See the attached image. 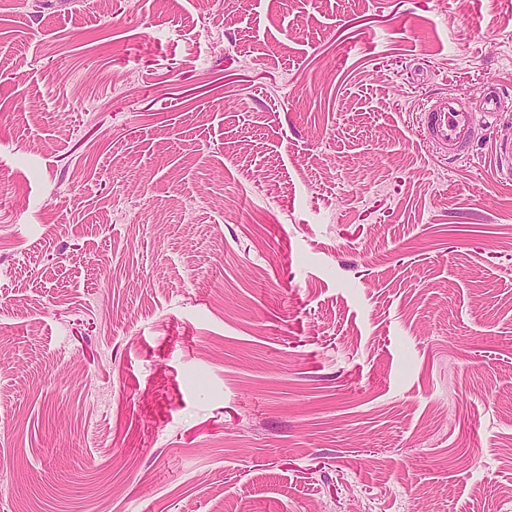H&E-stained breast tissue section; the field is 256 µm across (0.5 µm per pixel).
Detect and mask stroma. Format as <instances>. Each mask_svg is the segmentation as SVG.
I'll return each instance as SVG.
<instances>
[{
  "label": "stroma",
  "instance_id": "stroma-1",
  "mask_svg": "<svg viewBox=\"0 0 512 512\" xmlns=\"http://www.w3.org/2000/svg\"><path fill=\"white\" fill-rule=\"evenodd\" d=\"M492 90L512 0H0V512H512ZM469 105L462 98L430 99L421 109L425 138L446 150L454 161L469 158L471 127Z\"/></svg>",
  "mask_w": 512,
  "mask_h": 512
}]
</instances>
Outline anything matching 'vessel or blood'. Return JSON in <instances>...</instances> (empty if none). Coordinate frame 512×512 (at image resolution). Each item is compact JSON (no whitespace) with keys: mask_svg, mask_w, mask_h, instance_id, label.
Returning <instances> with one entry per match:
<instances>
[{"mask_svg":"<svg viewBox=\"0 0 512 512\" xmlns=\"http://www.w3.org/2000/svg\"><path fill=\"white\" fill-rule=\"evenodd\" d=\"M425 138L446 150L452 159H468L471 143L469 105L463 99L445 96L428 100L420 116ZM495 173L512 181V143L494 146Z\"/></svg>","mask_w":512,"mask_h":512,"instance_id":"vessel-or-blood-1","label":"vessel or blood"}]
</instances>
